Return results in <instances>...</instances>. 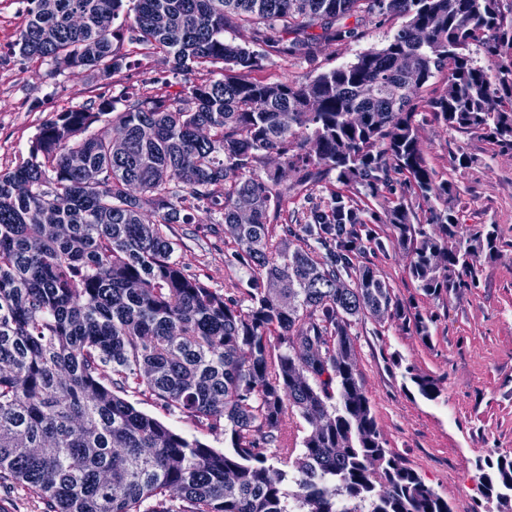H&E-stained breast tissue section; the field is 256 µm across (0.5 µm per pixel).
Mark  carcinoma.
I'll return each mask as SVG.
<instances>
[{
    "instance_id": "cac0c4a2",
    "label": "carcinoma",
    "mask_w": 512,
    "mask_h": 512,
    "mask_svg": "<svg viewBox=\"0 0 512 512\" xmlns=\"http://www.w3.org/2000/svg\"><path fill=\"white\" fill-rule=\"evenodd\" d=\"M16 43L27 60L108 79L130 67L117 44L185 75L222 78L165 95L59 113L28 158L0 170V486L45 512H453L386 447L359 378L352 328L400 318L394 288L326 230L364 209H309L274 224L282 174L254 175L275 154L310 180L336 173L376 197L401 178L405 198L380 223L411 255L424 295L475 286L498 251L494 224L465 227L453 184L429 166L418 109L512 150V8L503 0H22ZM400 12L381 49L306 83L243 74L268 56H309L345 20ZM319 28L315 34L312 29ZM233 31L238 38L227 40ZM487 59L478 64L471 46ZM446 74L443 92L419 90ZM182 186V192L174 186ZM247 196V218L237 209ZM217 207L233 259L258 288L243 300L187 275L170 225L185 203ZM428 400L437 381L406 368ZM153 400L194 419L219 451L137 409ZM307 424L291 468L268 453L283 417ZM487 499L512 498V455L479 468Z\"/></svg>"
}]
</instances>
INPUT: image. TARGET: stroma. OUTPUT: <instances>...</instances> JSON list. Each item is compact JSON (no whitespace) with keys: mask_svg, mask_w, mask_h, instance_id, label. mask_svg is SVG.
Wrapping results in <instances>:
<instances>
[{"mask_svg":"<svg viewBox=\"0 0 512 512\" xmlns=\"http://www.w3.org/2000/svg\"><path fill=\"white\" fill-rule=\"evenodd\" d=\"M405 21V15L382 12L349 18L356 38L321 40L308 57L265 59L249 78L307 82L384 47ZM23 25L18 0H0V170L26 159L31 140L59 112L125 91L173 95L186 80L210 78L206 71L189 79L172 73L141 51L133 55L134 66L109 80L81 70L57 75L50 64L18 55ZM418 130L430 166L456 187L454 204L463 223L497 225L499 252L483 263L476 288L447 301L431 299L413 280L409 256L393 246L389 225L375 221L403 195L402 184L367 198L372 218L361 227L366 246L360 260L394 288L406 316L355 325L357 369L388 448L447 498L453 512H512V502L488 507L476 469L479 459L512 453V151H500L479 135L448 131L429 116ZM463 155L469 163L462 167ZM298 179L297 172L285 171L290 192L283 208L292 215L327 207L334 192L351 194L332 174L304 189ZM171 232L186 274L241 297L251 290L250 275L233 260L234 244L215 211L196 208L190 223L172 225ZM418 313L432 320L429 339L415 327ZM410 367L437 380L438 398L418 393L406 375Z\"/></svg>","mask_w":512,"mask_h":512,"instance_id":"stroma-1","label":"stroma"}]
</instances>
